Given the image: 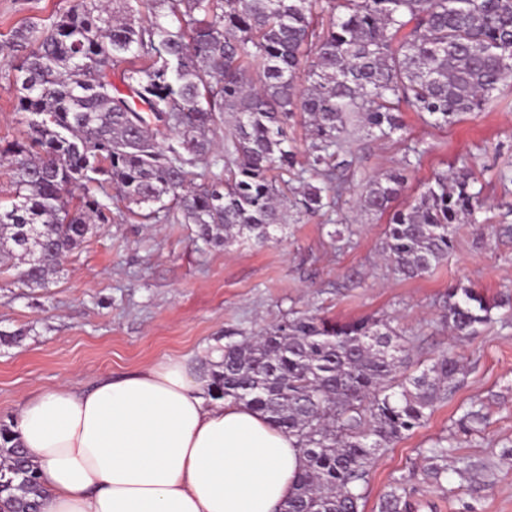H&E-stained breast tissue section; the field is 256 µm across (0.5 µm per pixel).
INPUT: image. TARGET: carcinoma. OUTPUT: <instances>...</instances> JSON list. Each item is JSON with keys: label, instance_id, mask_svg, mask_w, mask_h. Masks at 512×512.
I'll list each match as a JSON object with an SVG mask.
<instances>
[{"label": "carcinoma", "instance_id": "carcinoma-1", "mask_svg": "<svg viewBox=\"0 0 512 512\" xmlns=\"http://www.w3.org/2000/svg\"><path fill=\"white\" fill-rule=\"evenodd\" d=\"M77 0L50 28H17L27 50L16 111L26 140L0 153L14 174L13 199L0 206V255L19 261L18 280L44 288L97 224L112 222L97 192L109 184L145 219L178 210L197 239L264 243L288 220L296 164L286 126L306 115L307 171L295 202L316 214L341 196V155L351 117L376 139L403 129L401 106L453 123L475 112L512 79V0ZM145 7L149 21L135 15ZM261 73L253 77L251 65ZM122 68L126 91L109 79ZM305 72V83L297 81ZM227 176L195 183L211 163L216 114ZM399 170L370 181L360 209L390 215L384 254L405 278L448 258L452 229L481 206L470 160L435 175L419 198L392 207ZM492 302L472 286L448 289L443 318L455 338L494 321ZM389 323L290 315L257 336H227L212 364L208 396L264 414L296 440L304 458L282 512H363L370 468L380 451L424 425L462 371L442 355L420 373ZM453 443L428 449L427 475L448 471ZM13 426L0 425V493L9 512L38 508L36 467L20 459ZM379 512H412L404 479Z\"/></svg>", "mask_w": 512, "mask_h": 512}]
</instances>
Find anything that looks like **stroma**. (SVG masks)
Instances as JSON below:
<instances>
[{"label": "stroma", "instance_id": "stroma-1", "mask_svg": "<svg viewBox=\"0 0 512 512\" xmlns=\"http://www.w3.org/2000/svg\"><path fill=\"white\" fill-rule=\"evenodd\" d=\"M74 0H0V147L26 131L15 112L14 77L23 61L11 44L22 24L49 25ZM403 131L379 140L351 131L352 168L338 209L309 216L289 209L273 241L242 239L221 247L195 237L183 221L144 220L112 197L111 223L70 253L48 287L30 288L13 263L0 264V424L25 400L69 383L87 387L172 355L205 360L235 332L256 335L291 312L339 321L388 320L404 336L412 361L445 351L464 373L425 425L381 452L370 470L365 512H376L394 479L404 478L421 512H512V316L470 340H454L442 319L451 286L512 295V80L481 111L434 127L428 114L403 107ZM471 154L483 207L456 225L453 248L433 271L399 276L383 257L386 220L356 200L375 177L403 170L397 206L424 192L436 173ZM486 420L469 434L456 424L471 403ZM455 436L452 458H467L476 481L455 473L424 476L426 448Z\"/></svg>", "mask_w": 512, "mask_h": 512}]
</instances>
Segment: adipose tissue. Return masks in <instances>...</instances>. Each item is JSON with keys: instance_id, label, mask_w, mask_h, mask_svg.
I'll list each match as a JSON object with an SVG mask.
<instances>
[{"instance_id": "ef3b65f1", "label": "adipose tissue", "mask_w": 512, "mask_h": 512, "mask_svg": "<svg viewBox=\"0 0 512 512\" xmlns=\"http://www.w3.org/2000/svg\"><path fill=\"white\" fill-rule=\"evenodd\" d=\"M209 383L197 360L167 357L26 401L15 430L42 512H280L303 463L295 440L245 404L206 400Z\"/></svg>"}]
</instances>
